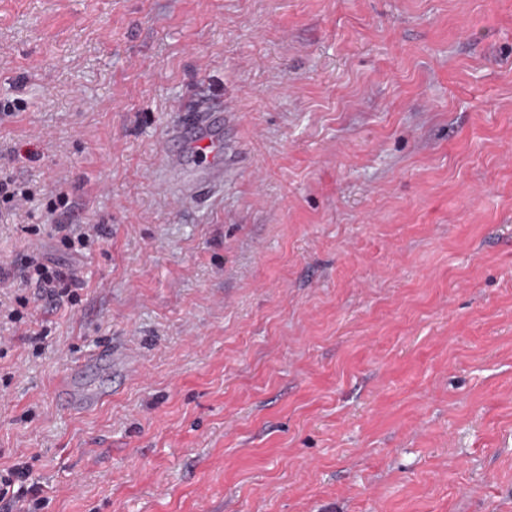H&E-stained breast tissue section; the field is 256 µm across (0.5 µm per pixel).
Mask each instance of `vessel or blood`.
<instances>
[{
  "label": "vessel or blood",
  "instance_id": "b4317fda",
  "mask_svg": "<svg viewBox=\"0 0 512 512\" xmlns=\"http://www.w3.org/2000/svg\"><path fill=\"white\" fill-rule=\"evenodd\" d=\"M228 107L211 99L200 100L191 112L172 124L158 155V174L165 188L185 202L224 186V114ZM118 352L105 346L74 363L57 381L56 392L67 410L96 406L97 398L76 399L74 382L91 366L111 362Z\"/></svg>",
  "mask_w": 512,
  "mask_h": 512
}]
</instances>
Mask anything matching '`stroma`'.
<instances>
[{"mask_svg": "<svg viewBox=\"0 0 512 512\" xmlns=\"http://www.w3.org/2000/svg\"><path fill=\"white\" fill-rule=\"evenodd\" d=\"M198 90L235 150L188 207L155 161ZM0 97L35 512H512V0H0ZM33 251L73 300L21 307ZM108 342L140 371L64 410ZM34 193L30 188L18 185L10 177H0V202L13 206H23L31 201ZM121 356L125 359L127 369L129 371L135 370V363L129 358L127 352L117 351L112 347V343L103 347L97 353L90 357L79 360L74 363L57 381L56 392L59 396L62 405L65 409L71 411L79 408H89L96 406L99 399L94 397H87L82 400L75 398L73 394L74 382L83 375L91 366L101 363H111L112 359Z\"/></svg>", "mask_w": 512, "mask_h": 512, "instance_id": "35a3bbf8", "label": "stroma"}]
</instances>
